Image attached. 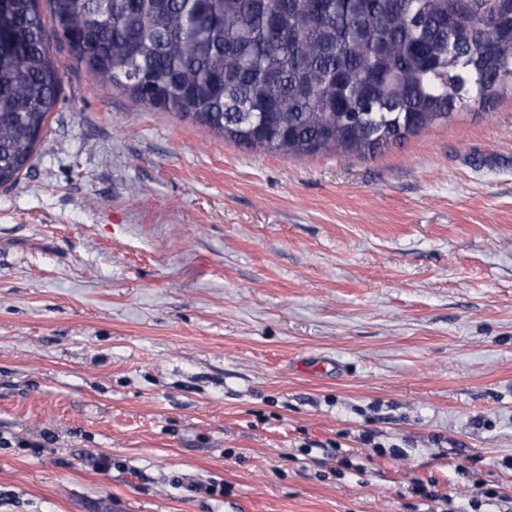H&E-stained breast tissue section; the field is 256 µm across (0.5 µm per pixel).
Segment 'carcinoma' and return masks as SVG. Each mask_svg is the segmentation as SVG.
Wrapping results in <instances>:
<instances>
[{"mask_svg": "<svg viewBox=\"0 0 512 512\" xmlns=\"http://www.w3.org/2000/svg\"><path fill=\"white\" fill-rule=\"evenodd\" d=\"M96 80L227 143L367 156L512 87V0H46ZM0 187L29 164L61 93L39 0H8ZM496 14V27L472 18Z\"/></svg>", "mask_w": 512, "mask_h": 512, "instance_id": "1", "label": "carcinoma"}]
</instances>
